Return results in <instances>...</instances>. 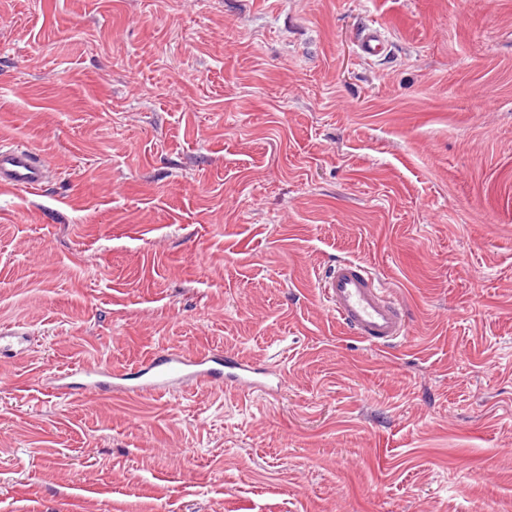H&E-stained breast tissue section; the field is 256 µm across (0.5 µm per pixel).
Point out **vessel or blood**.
<instances>
[{
  "mask_svg": "<svg viewBox=\"0 0 512 512\" xmlns=\"http://www.w3.org/2000/svg\"><path fill=\"white\" fill-rule=\"evenodd\" d=\"M390 48L382 25L360 27L355 35V49L365 60L383 57ZM52 170L45 158L25 145L0 141V185L41 190ZM328 311L355 341L381 348L395 346L409 331L406 305L369 267L354 259L337 261L319 282ZM30 353V333L20 326L0 328V360L16 362ZM84 382L68 381L58 376L55 389L61 394L75 391L103 394L118 391L131 395L160 394L177 385L183 388L207 386L220 391L255 389L260 382V368L245 364L237 357L212 351L188 356L170 350L145 360V378L129 383L119 370L98 365L82 367Z\"/></svg>",
  "mask_w": 512,
  "mask_h": 512,
  "instance_id": "1",
  "label": "vessel or blood"
}]
</instances>
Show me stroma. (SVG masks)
<instances>
[{"instance_id": "1", "label": "stroma", "mask_w": 512, "mask_h": 512, "mask_svg": "<svg viewBox=\"0 0 512 512\" xmlns=\"http://www.w3.org/2000/svg\"><path fill=\"white\" fill-rule=\"evenodd\" d=\"M1 138L52 176L0 187V512H512V0H0ZM172 349L282 383L53 389ZM357 55L364 60L381 58L390 48L388 38L381 24H370L360 27L355 35ZM319 288L328 311L358 343L391 348L408 334L406 305L360 261H336ZM30 332L21 326L0 328V360L16 362L30 354Z\"/></svg>"}]
</instances>
